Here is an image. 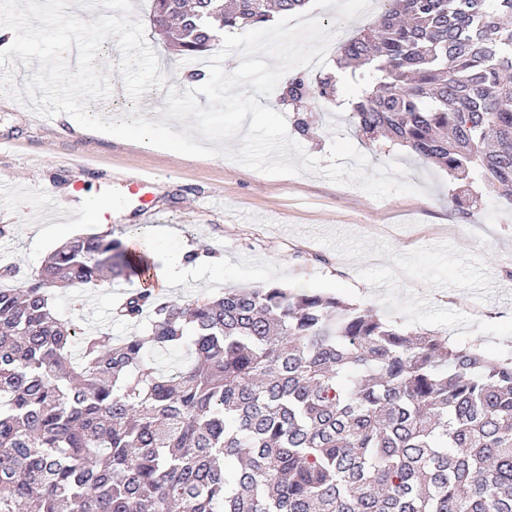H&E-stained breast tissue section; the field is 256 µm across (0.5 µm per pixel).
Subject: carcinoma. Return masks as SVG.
<instances>
[{
	"label": "carcinoma",
	"mask_w": 512,
	"mask_h": 512,
	"mask_svg": "<svg viewBox=\"0 0 512 512\" xmlns=\"http://www.w3.org/2000/svg\"><path fill=\"white\" fill-rule=\"evenodd\" d=\"M335 71L281 82L280 102L370 90L356 131L512 200V0H383ZM308 0H153L182 59ZM95 233L0 288V512H512V356L414 334L332 295L281 287L214 299L129 293L148 317L121 340L61 318L54 289L145 278ZM185 347L171 371L154 355Z\"/></svg>",
	"instance_id": "1"
}]
</instances>
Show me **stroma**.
I'll list each match as a JSON object with an SVG mask.
<instances>
[{
  "label": "stroma",
  "mask_w": 512,
  "mask_h": 512,
  "mask_svg": "<svg viewBox=\"0 0 512 512\" xmlns=\"http://www.w3.org/2000/svg\"><path fill=\"white\" fill-rule=\"evenodd\" d=\"M378 7L379 0H309L305 11L332 32V58L376 19ZM119 61L117 39L109 37L94 64L117 91L89 102L90 113L143 111L122 89ZM336 136L350 139L370 166L401 163L417 193L378 200L321 175L271 176L222 156L147 149L84 129L65 113L42 121L0 96V265L19 267L20 288L68 239L100 233L126 240L134 225H146L170 231L171 251L189 244L224 260L220 272L205 264L176 268L156 289L163 299L189 302L259 286L336 294L406 329L512 354V204L485 193L465 217L452 202L447 171L361 140L343 107L318 105L301 145L325 163ZM139 175L154 178L151 213L131 207L104 226L70 220L86 197L111 199L122 181ZM136 288L123 281L68 288L56 291L53 304L60 316L96 319L121 339L137 328L113 310Z\"/></svg>",
  "instance_id": "stroma-1"
}]
</instances>
